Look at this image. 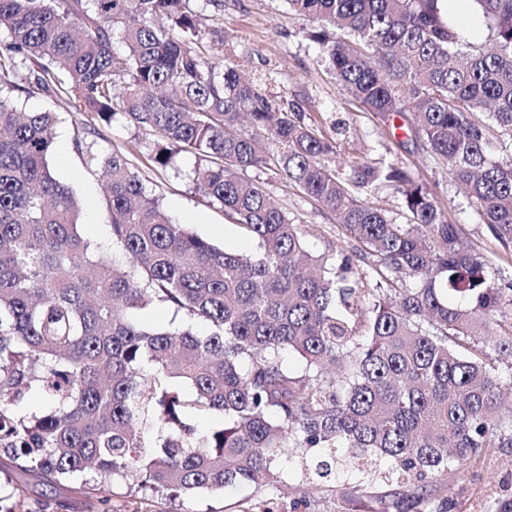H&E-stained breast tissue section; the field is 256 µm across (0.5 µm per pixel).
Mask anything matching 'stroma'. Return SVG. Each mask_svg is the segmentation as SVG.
I'll use <instances>...</instances> for the list:
<instances>
[{
    "label": "stroma",
    "instance_id": "obj_1",
    "mask_svg": "<svg viewBox=\"0 0 512 512\" xmlns=\"http://www.w3.org/2000/svg\"><path fill=\"white\" fill-rule=\"evenodd\" d=\"M304 26L284 0H224L219 22L206 23L202 33L205 39H218L217 56L234 59L247 76L260 79L262 91L273 102L298 105L306 123L320 125L328 135L336 137L339 148L337 154L328 157L329 165H347L381 155L402 161L434 190L464 241L485 255L489 277L512 278V259L501 257L489 240L485 225L458 193L446 168L416 144L404 142L402 133L396 132L392 124L357 108L325 72L320 51L307 39ZM18 106L57 113L52 167L57 178L71 186L82 202L83 233L92 242L111 247L112 231L105 219L102 183L83 167L72 144L73 130L84 123V116L68 111L62 99L37 90L20 94ZM94 139L105 150L128 152L149 192L174 219L186 222L198 235L220 247L256 251V244L245 243L237 226L225 219L220 204L195 193L189 178L195 164L193 155H178L175 168H156L150 160L149 135L121 117L112 124L97 125ZM258 177L272 200L297 218L311 250H322L329 243L352 248V240L341 235L334 220L288 181L267 170L259 171ZM347 491L342 481L306 490L301 474L295 472L275 495L272 507L274 512H290L291 502L305 494L310 501L308 512H349ZM428 494L435 501L447 499L448 512H496L502 502L512 499V448L493 449L456 467L438 478ZM264 499V494L254 488L234 487L221 494L200 493L183 502H170L121 486L115 490L112 508L114 512H261ZM27 502L30 512H97L85 497L70 491L63 482L30 487Z\"/></svg>",
    "mask_w": 512,
    "mask_h": 512
}]
</instances>
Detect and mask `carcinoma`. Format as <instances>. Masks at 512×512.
Listing matches in <instances>:
<instances>
[{"mask_svg":"<svg viewBox=\"0 0 512 512\" xmlns=\"http://www.w3.org/2000/svg\"><path fill=\"white\" fill-rule=\"evenodd\" d=\"M189 0H0V452L21 483L50 479L112 510L116 485L157 495L276 489L294 467L409 485L382 512L430 509L455 464L512 448L490 351L512 359V281L488 277L437 195L384 156L330 169L337 142L277 106L238 64L212 61ZM487 31L465 38L449 0H286L349 97L451 164L453 184L512 256V0H467ZM126 47L114 59V30ZM35 88L107 124L158 136L167 169L195 155L196 193L224 208L255 255L171 220L129 154L73 144L106 185L118 264L80 231L55 175L57 116L19 112ZM265 131H243L242 115ZM280 175L355 245L311 251L249 172ZM393 186L398 223L371 197ZM165 305L190 321L130 317ZM201 323L207 332L193 333ZM293 353L301 371L285 363ZM45 406L21 414L30 391ZM215 413L224 424L202 432Z\"/></svg>","mask_w":512,"mask_h":512,"instance_id":"1","label":"carcinoma"}]
</instances>
